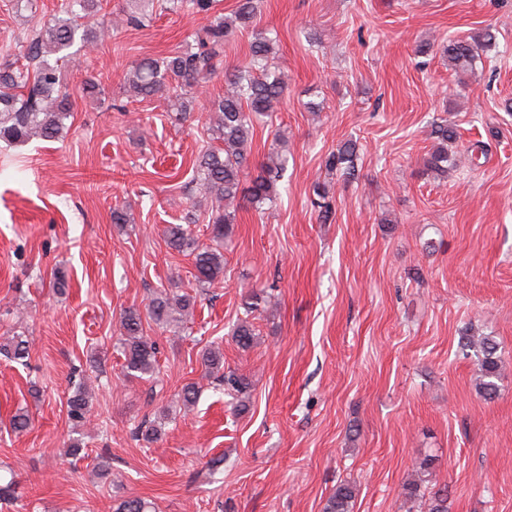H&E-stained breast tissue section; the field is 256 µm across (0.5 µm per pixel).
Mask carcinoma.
<instances>
[{"label": "carcinoma", "instance_id": "obj_1", "mask_svg": "<svg viewBox=\"0 0 512 512\" xmlns=\"http://www.w3.org/2000/svg\"><path fill=\"white\" fill-rule=\"evenodd\" d=\"M74 2L80 7L78 13L72 9ZM213 4L214 0H176L177 8L197 14L209 13ZM100 10L101 0H63L61 15L40 28L25 46L24 55L37 62L35 69H23L12 63L0 66V141H56L63 137L66 121L73 118V103L62 89L61 63L73 60L80 51L108 35L107 24L98 18ZM254 14L253 0H238L233 14L218 17L197 29L184 48L161 59L140 60L127 76V91L139 101L162 99L170 111L180 115L194 111V90L215 76L219 49L237 30L247 27ZM494 42V35L485 30L468 40H448L443 53L452 67L471 68L479 51ZM273 50L272 38L257 36L250 46V60L225 70L224 93L208 104L207 132L222 147L208 148L198 155L193 180L202 198L210 202V243L196 241L182 224H171L166 229L168 246L193 258L195 281L202 289L224 278V239L232 232L233 208L238 201L243 199L260 208L274 203L278 196V181L285 172L288 153L286 141L278 134L261 171L249 185H244L255 122L275 111L286 90L284 75L272 63ZM430 135L435 145L425 167L442 177L448 173V143L456 140L457 133L441 118L432 122ZM357 151L355 142L346 141L329 156L327 165L350 177L355 172ZM261 302L272 305L275 297L268 293L258 303L245 302L243 317L234 328L233 339L243 350L255 341L252 317ZM194 308L193 296L165 289L150 300L147 314L159 325L179 327L193 316ZM118 341L125 359V375L140 379L153 376L157 368L156 343L144 335L139 309L124 311ZM463 347L473 351L477 359L480 393L486 400L494 399L498 392V343L490 336L468 335L463 337ZM0 354L22 362L29 357V341L21 336L8 337L0 343ZM203 365L207 375L218 374L224 369V355L217 348H209L203 354ZM224 386L228 394L241 396L247 392L249 383L232 373L224 377ZM197 399L196 384H186L177 394V406L187 413L195 407ZM67 418L75 429L91 423L90 395L82 385L68 398ZM15 493L12 472L0 475V500L11 501ZM354 497V485L342 482L336 485L324 512H350ZM427 512H448V490L433 493Z\"/></svg>", "mask_w": 512, "mask_h": 512}]
</instances>
